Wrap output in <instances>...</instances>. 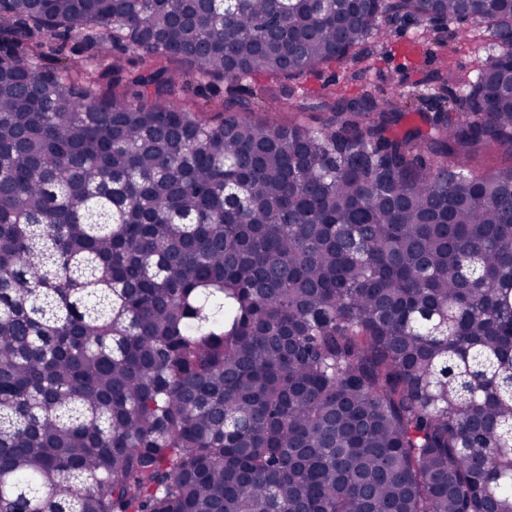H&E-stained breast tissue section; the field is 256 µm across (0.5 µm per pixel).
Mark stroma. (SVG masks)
I'll return each mask as SVG.
<instances>
[{"mask_svg":"<svg viewBox=\"0 0 512 512\" xmlns=\"http://www.w3.org/2000/svg\"><path fill=\"white\" fill-rule=\"evenodd\" d=\"M372 55L362 64L355 65L356 78L352 92L370 88L387 93L394 92L396 78H404L403 92L411 101L407 124L419 122L423 112L436 111L435 100L423 81L435 70L449 68L469 77L476 76L489 47L477 31L468 37L442 48L425 40L420 24L409 21L386 26L383 39L371 48ZM344 70L337 65L324 66L296 79L282 81L281 91L291 94L293 100H305L303 109L283 108L280 101L269 94L266 79L248 78L239 83V95L252 108L251 118L257 122L295 121L307 127H318L321 115L317 107V94L323 85L342 81Z\"/></svg>","mask_w":512,"mask_h":512,"instance_id":"stroma-1","label":"stroma"}]
</instances>
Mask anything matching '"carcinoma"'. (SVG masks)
<instances>
[{"mask_svg": "<svg viewBox=\"0 0 512 512\" xmlns=\"http://www.w3.org/2000/svg\"><path fill=\"white\" fill-rule=\"evenodd\" d=\"M464 12L494 52L405 131L344 86L317 131L212 124L169 67ZM510 34L512 0H0V512H512V167L469 169L512 145ZM472 169L477 174L489 172L512 166V147L495 146L480 149L470 159Z\"/></svg>", "mask_w": 512, "mask_h": 512, "instance_id": "obj_1", "label": "carcinoma"}]
</instances>
